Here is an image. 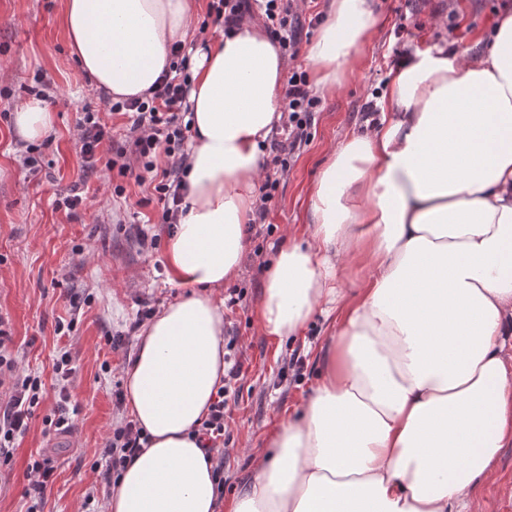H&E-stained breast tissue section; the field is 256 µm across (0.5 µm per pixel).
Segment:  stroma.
I'll list each match as a JSON object with an SVG mask.
<instances>
[{"label":"stroma","mask_w":512,"mask_h":512,"mask_svg":"<svg viewBox=\"0 0 512 512\" xmlns=\"http://www.w3.org/2000/svg\"><path fill=\"white\" fill-rule=\"evenodd\" d=\"M378 32L344 65L336 90L321 96L309 141L280 176L266 204L272 229L247 234L244 258L231 285L242 299L224 312V333L236 337L244 377L238 400L226 418L230 440L224 446V495L232 497L253 476V460L263 455L279 421L307 396L320 369V350L328 342L330 323L315 317L294 337L264 336L256 318L269 262L287 238H307L311 222L309 192L330 148L346 132L364 128V106L384 90L398 57L414 48L451 43L479 54L499 13L512 0H375ZM60 0H0V314L7 316L14 346L26 367L53 380L59 348L71 351L78 367L70 393L79 407L72 434H45L43 419L55 405L47 394L30 428L13 450L12 466L0 471V512H23L26 467L32 455L54 458L57 478L47 491V512H81L96 479L99 458L113 416L112 390L135 358L137 341L112 350L109 332L125 330L143 305L161 308L183 293L166 265L165 225L150 183L119 179L105 171L92 175L76 219L57 208L58 194L78 182L79 122L84 108L101 112L112 140L124 142L127 117L107 112L104 95L71 55L61 27ZM45 92L54 114L51 131L40 148V173L24 165L26 143L13 129L15 111L31 100L32 89ZM123 183L124 196L113 193ZM157 236L156 248L144 249L139 232ZM91 297L70 335L54 332L68 318V295ZM305 360L302 373L289 366L292 353ZM111 374H104L102 363ZM475 495L481 512H512V442L502 449L491 480Z\"/></svg>","instance_id":"stroma-1"}]
</instances>
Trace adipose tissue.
<instances>
[{
	"mask_svg": "<svg viewBox=\"0 0 512 512\" xmlns=\"http://www.w3.org/2000/svg\"><path fill=\"white\" fill-rule=\"evenodd\" d=\"M201 0H61L72 55L113 99L148 93L172 44L191 43L186 212L166 244L184 295L139 333L127 408L148 446L107 512H479L475 487L512 441V13L477 57L433 45L389 72L379 117L332 148L309 194V244L280 248L262 332L331 318L308 400L274 430L254 478L218 504L194 432L224 383V302L238 274L285 75L262 25L199 38ZM376 33L371 0H331L307 48L323 93ZM41 139L40 100L13 116ZM367 280L348 298L342 266Z\"/></svg>",
	"mask_w": 512,
	"mask_h": 512,
	"instance_id": "1",
	"label": "adipose tissue"
}]
</instances>
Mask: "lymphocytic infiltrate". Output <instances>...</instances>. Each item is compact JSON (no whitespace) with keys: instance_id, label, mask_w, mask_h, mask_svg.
I'll use <instances>...</instances> for the list:
<instances>
[{"instance_id":"1","label":"lymphocytic infiltrate","mask_w":512,"mask_h":512,"mask_svg":"<svg viewBox=\"0 0 512 512\" xmlns=\"http://www.w3.org/2000/svg\"><path fill=\"white\" fill-rule=\"evenodd\" d=\"M207 14L214 24L228 31L243 21L261 17L267 31L289 57H297L299 53L303 22L297 0H262L258 5L253 0H210ZM187 62L182 45L174 44L169 68L157 79L151 96L110 101V111L130 120L127 145L117 148L114 154H107L102 148L112 136L98 113L85 111L80 123L79 154L86 172H96L98 163L102 162L116 170L121 178L131 175L139 182L151 181L162 205L159 221L169 225L177 224L184 213V143L190 130L186 119L190 89ZM317 106L305 72L292 71L282 97L284 137L271 140L267 147L273 166H286L288 157L294 156L308 141ZM76 371L70 351L60 349L54 363L55 407L52 416L43 420L47 430L65 434L74 427L79 409L71 401L68 385ZM241 375V362L225 365L224 384L218 388L209 413L197 431L206 457L213 458L224 451V416L229 409L232 386ZM0 387L5 390L0 398V467H3L10 464L13 448L28 431L44 399L45 384L39 372L20 371L11 328L1 319ZM147 441L142 427L131 420L121 421L110 429L100 459L94 464L99 479L86 495V504H93L99 493L111 490L122 470L139 455ZM56 471L53 459L48 456L32 459L26 470L25 512H45L46 492L56 478Z\"/></svg>"}]
</instances>
